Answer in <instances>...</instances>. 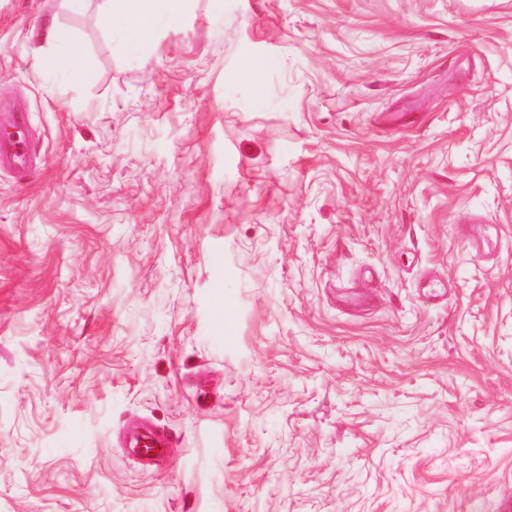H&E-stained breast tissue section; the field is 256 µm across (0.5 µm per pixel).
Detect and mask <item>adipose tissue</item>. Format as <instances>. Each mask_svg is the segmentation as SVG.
Here are the masks:
<instances>
[{"instance_id":"obj_1","label":"adipose tissue","mask_w":512,"mask_h":512,"mask_svg":"<svg viewBox=\"0 0 512 512\" xmlns=\"http://www.w3.org/2000/svg\"><path fill=\"white\" fill-rule=\"evenodd\" d=\"M186 0H102L101 19L104 26L121 22L133 38L146 41L164 17L183 13ZM43 48L35 53L34 63L40 69H63L75 75L78 81L88 82L95 76L93 59L74 46L59 47L55 22H46L41 28Z\"/></svg>"}]
</instances>
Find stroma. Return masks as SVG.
Listing matches in <instances>:
<instances>
[{
	"mask_svg": "<svg viewBox=\"0 0 512 512\" xmlns=\"http://www.w3.org/2000/svg\"><path fill=\"white\" fill-rule=\"evenodd\" d=\"M98 5L0 0V512H503L512 0ZM101 19L107 28L120 21L126 32L139 41L149 40L157 22L183 13L186 0H102ZM40 34L46 47L33 54L37 68L65 69L74 74L79 82H88L94 78L95 64L89 55L73 45L63 48L57 46L58 29L54 19L42 26ZM29 123L28 112L23 108L0 113V169L13 171L20 178L25 176L34 154ZM166 443V437L148 430L132 432L130 445L132 452L144 459L147 466H154L160 461Z\"/></svg>",
	"mask_w": 512,
	"mask_h": 512,
	"instance_id": "obj_1",
	"label": "stroma"
}]
</instances>
